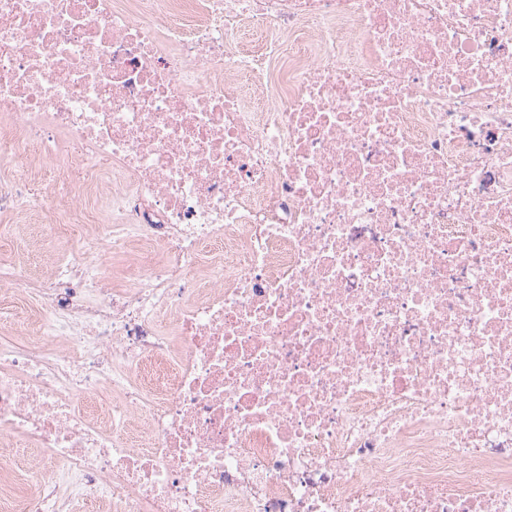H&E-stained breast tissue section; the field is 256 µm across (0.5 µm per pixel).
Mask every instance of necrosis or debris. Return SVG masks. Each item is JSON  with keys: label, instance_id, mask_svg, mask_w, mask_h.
Returning <instances> with one entry per match:
<instances>
[{"label": "necrosis or debris", "instance_id": "obj_1", "mask_svg": "<svg viewBox=\"0 0 512 512\" xmlns=\"http://www.w3.org/2000/svg\"><path fill=\"white\" fill-rule=\"evenodd\" d=\"M59 210L0 512H512V0H0Z\"/></svg>", "mask_w": 512, "mask_h": 512}]
</instances>
